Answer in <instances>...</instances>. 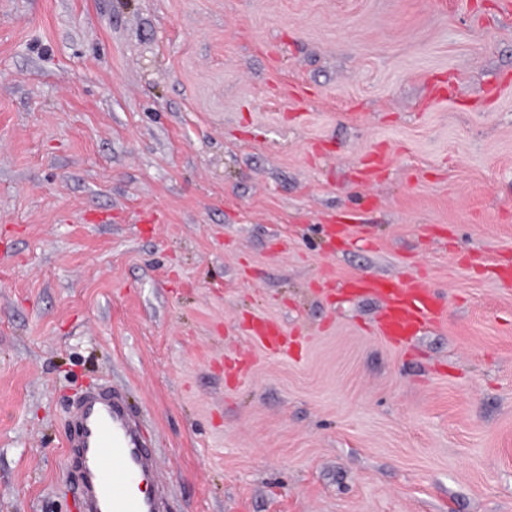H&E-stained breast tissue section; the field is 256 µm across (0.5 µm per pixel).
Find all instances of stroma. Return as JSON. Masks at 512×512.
<instances>
[{
    "instance_id": "stroma-1",
    "label": "stroma",
    "mask_w": 512,
    "mask_h": 512,
    "mask_svg": "<svg viewBox=\"0 0 512 512\" xmlns=\"http://www.w3.org/2000/svg\"><path fill=\"white\" fill-rule=\"evenodd\" d=\"M497 5L0 0V512H80L67 413L102 382L169 512H512ZM370 274L439 321L379 336L336 289ZM249 336L253 341L273 352H288L293 338L288 336L276 323L259 320L249 328Z\"/></svg>"
}]
</instances>
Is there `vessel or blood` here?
Listing matches in <instances>:
<instances>
[{
    "label": "vessel or blood",
    "instance_id": "vessel-or-blood-1",
    "mask_svg": "<svg viewBox=\"0 0 512 512\" xmlns=\"http://www.w3.org/2000/svg\"><path fill=\"white\" fill-rule=\"evenodd\" d=\"M349 286L383 301L378 333L396 344L422 333L439 315L429 287L419 282L370 275ZM249 335L273 352L288 351L293 342L268 320L255 322ZM68 423L66 445L80 462L82 512H167L157 458L119 390L107 384L87 389L71 406Z\"/></svg>",
    "mask_w": 512,
    "mask_h": 512
}]
</instances>
